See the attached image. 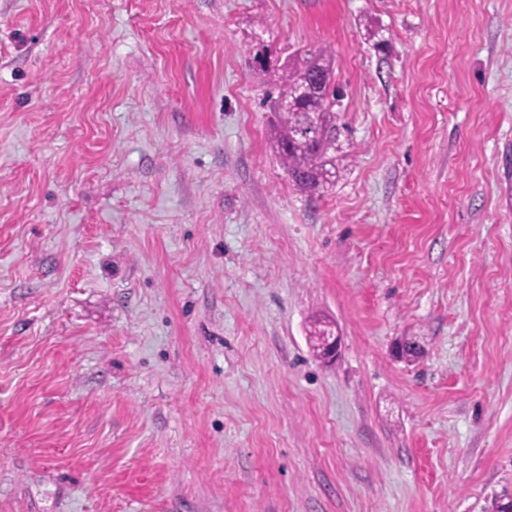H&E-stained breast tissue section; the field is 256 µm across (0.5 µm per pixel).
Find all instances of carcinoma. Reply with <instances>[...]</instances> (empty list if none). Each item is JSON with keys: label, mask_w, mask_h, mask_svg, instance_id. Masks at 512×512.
<instances>
[{"label": "carcinoma", "mask_w": 512, "mask_h": 512, "mask_svg": "<svg viewBox=\"0 0 512 512\" xmlns=\"http://www.w3.org/2000/svg\"><path fill=\"white\" fill-rule=\"evenodd\" d=\"M277 98L289 102L273 126V149L295 186L310 197L320 196L335 184L336 104L334 59L324 51L310 52L300 64L282 70L275 83ZM306 112L319 113L308 135L295 130Z\"/></svg>", "instance_id": "cac0c4a2"}]
</instances>
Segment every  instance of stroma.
I'll list each match as a JSON object with an SVG mask.
<instances>
[{
    "label": "stroma",
    "mask_w": 512,
    "mask_h": 512,
    "mask_svg": "<svg viewBox=\"0 0 512 512\" xmlns=\"http://www.w3.org/2000/svg\"><path fill=\"white\" fill-rule=\"evenodd\" d=\"M318 49L311 198L264 92ZM510 496L512 0H0V512ZM300 64L282 70L275 83L276 99L290 106L278 112L273 126V149L295 186L309 197L321 196L338 177L336 167V104L334 59L324 51L310 52ZM311 79L321 87L317 93L298 96V90ZM304 112L319 113V122L308 135L298 137L295 130Z\"/></svg>",
    "instance_id": "35a3bbf8"
}]
</instances>
